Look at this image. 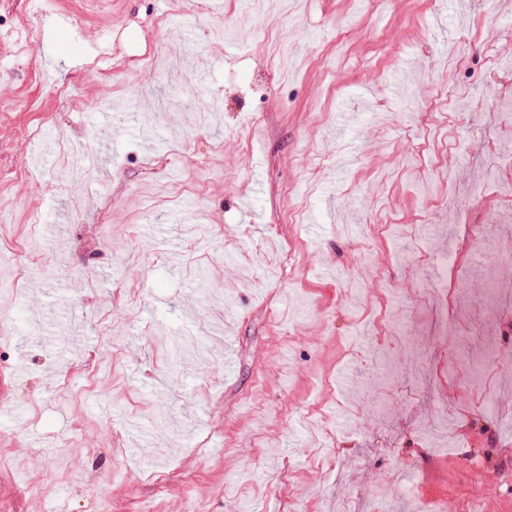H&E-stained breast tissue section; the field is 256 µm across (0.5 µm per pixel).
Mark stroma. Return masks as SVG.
<instances>
[{"label":"stroma","instance_id":"35a3bbf8","mask_svg":"<svg viewBox=\"0 0 512 512\" xmlns=\"http://www.w3.org/2000/svg\"><path fill=\"white\" fill-rule=\"evenodd\" d=\"M192 10L0 0V411L18 416L0 425V512H512V360L477 381L457 366L487 341L512 353V299L472 288L512 251L495 189L512 114L494 103L512 8L212 0L201 26ZM262 21L277 39L254 37ZM449 92L465 125L441 119ZM59 133L106 146L107 169L61 155ZM202 161L212 180L183 198ZM288 185L306 206L287 224ZM22 246L48 259L17 289ZM445 258L448 308L421 293ZM236 267L252 287L229 285Z\"/></svg>","mask_w":512,"mask_h":512}]
</instances>
